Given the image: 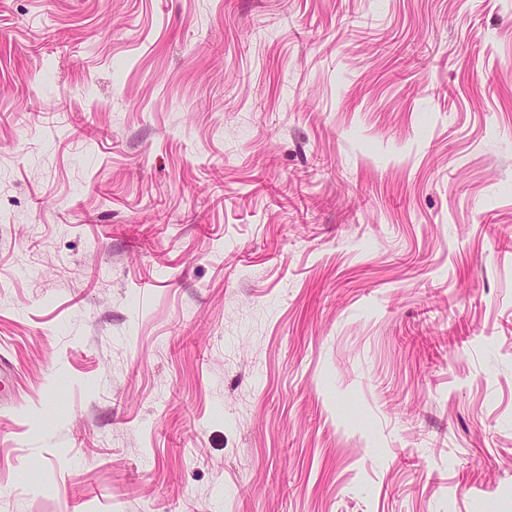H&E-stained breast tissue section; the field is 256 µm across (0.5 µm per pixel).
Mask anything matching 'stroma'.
<instances>
[{
	"label": "stroma",
	"instance_id": "1",
	"mask_svg": "<svg viewBox=\"0 0 512 512\" xmlns=\"http://www.w3.org/2000/svg\"><path fill=\"white\" fill-rule=\"evenodd\" d=\"M0 512H512V0H0Z\"/></svg>",
	"mask_w": 512,
	"mask_h": 512
}]
</instances>
